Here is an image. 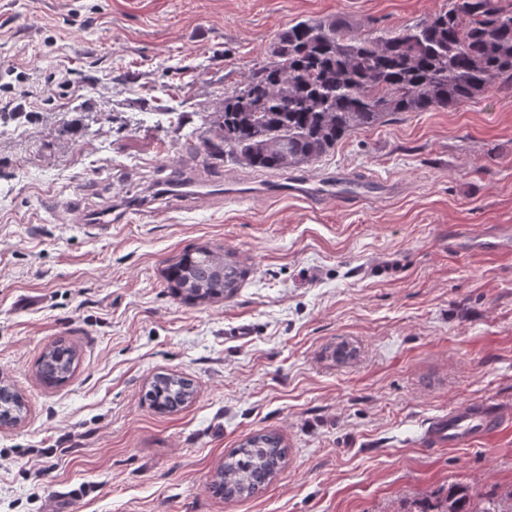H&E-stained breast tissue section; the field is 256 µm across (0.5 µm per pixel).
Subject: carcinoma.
Instances as JSON below:
<instances>
[{
  "label": "carcinoma",
  "mask_w": 512,
  "mask_h": 512,
  "mask_svg": "<svg viewBox=\"0 0 512 512\" xmlns=\"http://www.w3.org/2000/svg\"><path fill=\"white\" fill-rule=\"evenodd\" d=\"M274 62L257 69L240 89L224 96L209 115L204 139L210 153H226L246 165L286 171L322 157L344 136L387 121L400 112L456 106L512 84V8L499 0H448V9L396 32L362 35L342 20L300 21L279 34ZM213 250L184 253L167 270L171 288L188 302L231 297L244 273L228 260L218 269ZM77 352L47 348L37 375L47 386L74 370ZM191 379L156 376L145 399L157 411L190 403ZM22 397L0 385V424L23 418ZM288 449L273 432L253 435L217 469L212 488L225 499L247 498L281 471ZM418 512H512V490L481 497L454 484Z\"/></svg>",
  "instance_id": "1"
}]
</instances>
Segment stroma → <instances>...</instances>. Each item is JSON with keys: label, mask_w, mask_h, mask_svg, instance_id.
<instances>
[{"label": "stroma", "mask_w": 512, "mask_h": 512, "mask_svg": "<svg viewBox=\"0 0 512 512\" xmlns=\"http://www.w3.org/2000/svg\"><path fill=\"white\" fill-rule=\"evenodd\" d=\"M446 3L0 0V379L28 406L0 427V512H413L454 483L512 489V419L464 447L425 441L450 409L512 406V86L284 172L202 144L288 27L378 35ZM293 177L380 191L265 189ZM169 182L203 192L174 200ZM205 245L244 282L188 303L166 269ZM59 340L79 363L47 387L37 362ZM160 372L193 379L194 401L150 408ZM260 431L282 437L284 469L252 497L215 495ZM270 187L267 190L274 194H287L289 196H298L307 199H319L326 196L339 194L338 196L345 200H362L368 196L369 185H361L362 191L344 192L337 188L344 185L341 181L327 182V183H312L310 180H295L290 181V184H282L272 181L268 184Z\"/></svg>", "instance_id": "stroma-1"}]
</instances>
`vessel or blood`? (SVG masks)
Wrapping results in <instances>:
<instances>
[{
	"instance_id": "obj_1",
	"label": "vessel or blood",
	"mask_w": 512,
	"mask_h": 512,
	"mask_svg": "<svg viewBox=\"0 0 512 512\" xmlns=\"http://www.w3.org/2000/svg\"><path fill=\"white\" fill-rule=\"evenodd\" d=\"M337 183H314L295 180L287 184L271 183L274 194H287L307 199H319L336 193ZM506 417L504 410L490 403H471L449 411L434 421L427 431V442L433 447L461 446L467 442L490 437Z\"/></svg>"
}]
</instances>
